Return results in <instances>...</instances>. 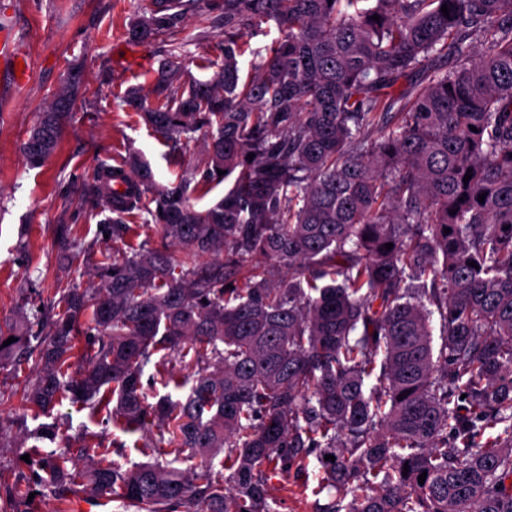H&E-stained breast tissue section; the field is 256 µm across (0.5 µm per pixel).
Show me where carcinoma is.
I'll use <instances>...</instances> for the list:
<instances>
[{
	"instance_id": "1",
	"label": "carcinoma",
	"mask_w": 512,
	"mask_h": 512,
	"mask_svg": "<svg viewBox=\"0 0 512 512\" xmlns=\"http://www.w3.org/2000/svg\"><path fill=\"white\" fill-rule=\"evenodd\" d=\"M153 4L129 41L222 15L210 79L173 90L171 52L154 98L122 96L164 138L205 130V153L169 187L136 153L100 165L103 284L61 285L0 321V365L31 371L28 414L68 398L154 432L152 460L123 470L89 443L44 451L58 435L44 423L28 451L42 486L65 491L81 457L86 491L127 512H274V473L313 456L315 493L333 491L319 512H512V0ZM271 21L279 37L252 50L243 81L239 57ZM70 106L62 93L41 113L31 165L57 148ZM230 177L195 209L189 184L204 196ZM148 195L156 238L130 246L126 216ZM57 246L90 252L67 224ZM172 353L193 376L170 371ZM146 382L188 391L150 402ZM217 450L224 476L177 467Z\"/></svg>"
}]
</instances>
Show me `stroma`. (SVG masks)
I'll return each mask as SVG.
<instances>
[{
  "instance_id": "1",
  "label": "stroma",
  "mask_w": 512,
  "mask_h": 512,
  "mask_svg": "<svg viewBox=\"0 0 512 512\" xmlns=\"http://www.w3.org/2000/svg\"><path fill=\"white\" fill-rule=\"evenodd\" d=\"M150 7V0H0V11L19 28L32 61L26 86L0 77V320L52 299L61 284L100 286L92 264L71 263L55 247L60 224L71 225L84 242L103 241L110 212L92 178L99 164L118 165L135 151L150 164L157 182L167 185L204 150L199 137L177 143L161 139L120 103L129 88L150 93L168 54V44L146 43L140 47L146 64L122 66L115 60L130 24ZM174 37L182 53L174 86L183 89L192 80L209 79L211 72L201 63L220 59L224 48V25L217 14L182 17ZM75 62L82 65L81 80L58 146L43 166H29L22 144L41 112L67 89ZM18 382L12 366L0 368V392L8 395L0 402V512H73L75 501L85 496L82 483L54 495L35 484L21 461L37 423L21 408ZM54 416L61 445L99 444L124 470L145 460L141 448L149 433L102 424L67 401ZM318 469L313 460L306 474L293 469L275 474L270 494L276 512H314Z\"/></svg>"
}]
</instances>
